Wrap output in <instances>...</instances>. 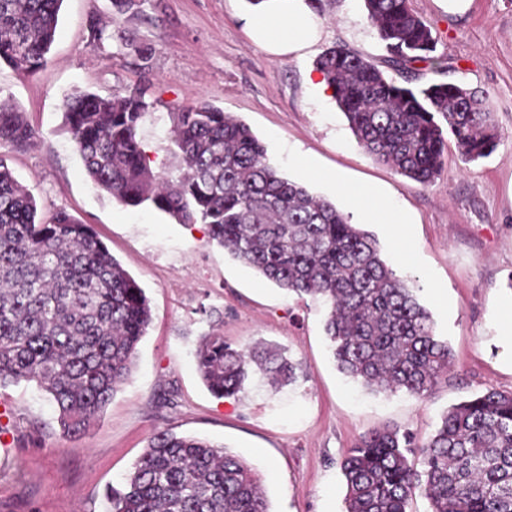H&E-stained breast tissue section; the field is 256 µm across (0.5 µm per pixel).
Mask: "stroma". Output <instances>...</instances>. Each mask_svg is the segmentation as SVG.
<instances>
[{"label": "stroma", "instance_id": "35a3bbf8", "mask_svg": "<svg viewBox=\"0 0 512 512\" xmlns=\"http://www.w3.org/2000/svg\"><path fill=\"white\" fill-rule=\"evenodd\" d=\"M437 38L435 64L418 82L448 81L486 97L501 132L497 149L463 162L449 147L441 175L420 185L358 144L332 95L307 77L322 51L341 44L380 59L363 0H322L314 46L277 55L254 41L250 0H144L140 16L116 15L112 0H63L45 65L26 76L0 64V95L42 136L4 157L36 199L38 215L59 210L92 225L144 289L152 321L130 380L101 420L64 437L36 384L0 387V512H110L149 438L160 431L227 447L256 473L271 512H342L339 463L367 431L389 427L424 442L441 415L489 389L512 391V349L502 339L512 310V0H410ZM106 23L102 40L90 33ZM154 49L141 59L137 49ZM142 88L155 108L140 126L153 167L174 166L170 114L207 102L250 127L271 163L336 204L374 234L396 275L418 290L453 367L432 394L374 393L340 373L324 336L325 309L264 280L210 243L203 224H179L149 206L130 208L93 186L64 126V99ZM311 157L309 174L296 161ZM377 192L404 219L403 238L354 207L330 174ZM235 347L263 341L296 366V382L250 376L238 397L211 394L194 363L204 334Z\"/></svg>", "mask_w": 512, "mask_h": 512}]
</instances>
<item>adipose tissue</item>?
<instances>
[{"label":"adipose tissue","mask_w":512,"mask_h":512,"mask_svg":"<svg viewBox=\"0 0 512 512\" xmlns=\"http://www.w3.org/2000/svg\"><path fill=\"white\" fill-rule=\"evenodd\" d=\"M318 32L307 0H262L252 22L253 38L279 55L311 46Z\"/></svg>","instance_id":"1"}]
</instances>
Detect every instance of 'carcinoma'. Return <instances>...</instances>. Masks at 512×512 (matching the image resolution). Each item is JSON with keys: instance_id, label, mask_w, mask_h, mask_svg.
Here are the masks:
<instances>
[{"instance_id": "1", "label": "carcinoma", "mask_w": 512, "mask_h": 512, "mask_svg": "<svg viewBox=\"0 0 512 512\" xmlns=\"http://www.w3.org/2000/svg\"><path fill=\"white\" fill-rule=\"evenodd\" d=\"M62 2L0 0V62L25 75L42 67ZM112 6L134 17L141 0ZM364 7L394 74L340 45L316 60L360 146L423 186L443 171L450 138L468 162L490 156L499 131L484 97L452 82L409 79L413 64L435 62L437 44L409 0H364ZM153 108L140 90L68 96L65 127L93 184L124 206L149 205L179 224L207 225L210 241L234 259L326 305L325 333L345 375L377 393L429 396L452 353L376 237L289 180L245 123L206 102L171 113L170 151L179 165L153 170L138 136ZM37 136L1 97L0 148ZM150 322L144 290L91 225L64 211L37 220L34 196L0 158V387L36 383L50 395L63 433L79 438L129 380ZM195 362L220 398L242 392L254 367L274 383L297 379L279 349L236 348L215 333L200 339ZM340 470L344 512H409L417 491L430 512H512V392L490 389L451 406L421 445L391 428L368 431ZM110 500L112 512H270L242 458L168 431L151 437Z\"/></svg>"}]
</instances>
